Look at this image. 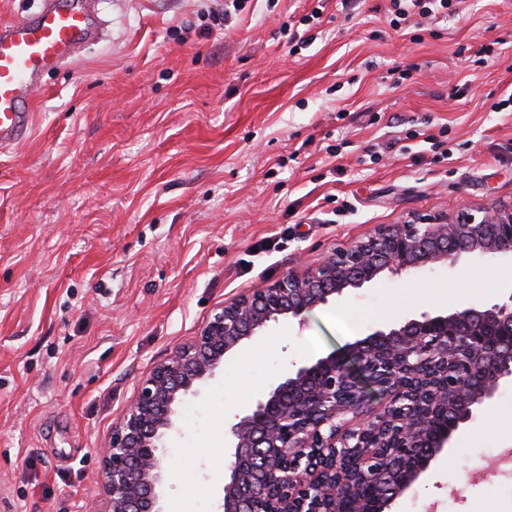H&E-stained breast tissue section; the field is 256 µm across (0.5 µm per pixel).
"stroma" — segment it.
<instances>
[{
    "label": "stroma",
    "mask_w": 512,
    "mask_h": 512,
    "mask_svg": "<svg viewBox=\"0 0 512 512\" xmlns=\"http://www.w3.org/2000/svg\"><path fill=\"white\" fill-rule=\"evenodd\" d=\"M224 2L97 0L101 41L44 74L31 138L0 148V512H105L100 448L226 301L377 225L512 205V106L491 109L512 94V0H461L416 29L389 24V0ZM415 130L446 131L452 158ZM397 135L407 152L384 149ZM457 288L502 301L512 258L384 277L245 343L177 407L163 512H222L224 423L290 362L441 311ZM506 420L512 388L394 512H512L499 478L471 479Z\"/></svg>",
    "instance_id": "1"
}]
</instances>
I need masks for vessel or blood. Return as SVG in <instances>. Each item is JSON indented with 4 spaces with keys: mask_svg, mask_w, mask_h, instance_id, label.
Wrapping results in <instances>:
<instances>
[{
    "mask_svg": "<svg viewBox=\"0 0 512 512\" xmlns=\"http://www.w3.org/2000/svg\"><path fill=\"white\" fill-rule=\"evenodd\" d=\"M99 35L96 0H44L33 16L0 23L1 148L30 137V93L41 75L76 57Z\"/></svg>",
    "mask_w": 512,
    "mask_h": 512,
    "instance_id": "b4317fda",
    "label": "vessel or blood"
}]
</instances>
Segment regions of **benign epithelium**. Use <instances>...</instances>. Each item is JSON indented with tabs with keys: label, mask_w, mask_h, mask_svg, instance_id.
<instances>
[{
	"label": "benign epithelium",
	"mask_w": 512,
	"mask_h": 512,
	"mask_svg": "<svg viewBox=\"0 0 512 512\" xmlns=\"http://www.w3.org/2000/svg\"><path fill=\"white\" fill-rule=\"evenodd\" d=\"M463 253L512 256V208L460 211L428 224H383L224 304L191 342L139 384L101 450L108 512H161L176 406L228 354L383 275L400 278ZM512 387V296L424 311L342 354L289 369L224 429V512H386L468 424Z\"/></svg>",
	"instance_id": "obj_1"
}]
</instances>
